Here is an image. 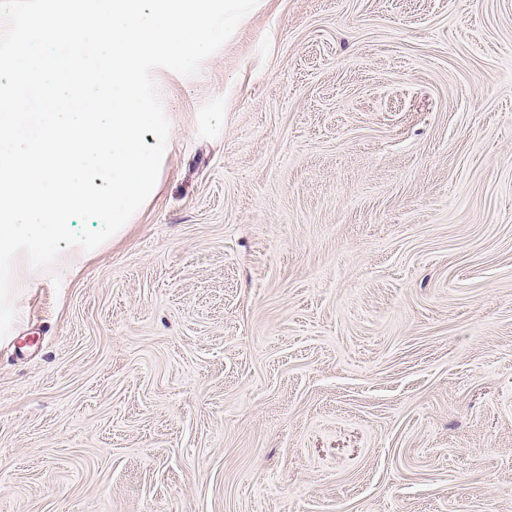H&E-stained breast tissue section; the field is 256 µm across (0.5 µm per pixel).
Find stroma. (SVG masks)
<instances>
[{
	"label": "stroma",
	"instance_id": "stroma-1",
	"mask_svg": "<svg viewBox=\"0 0 512 512\" xmlns=\"http://www.w3.org/2000/svg\"><path fill=\"white\" fill-rule=\"evenodd\" d=\"M152 76L156 197L0 343V512H512V0H258Z\"/></svg>",
	"mask_w": 512,
	"mask_h": 512
}]
</instances>
